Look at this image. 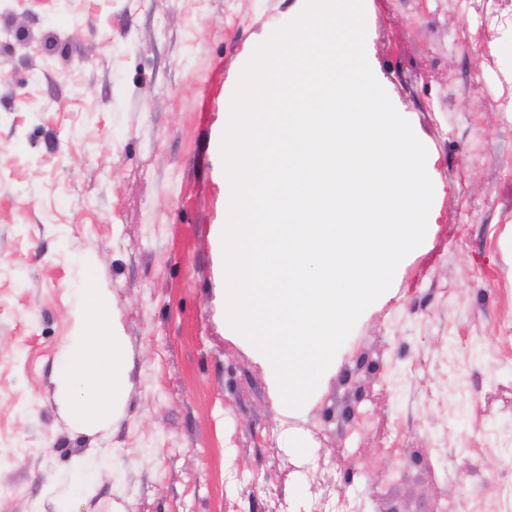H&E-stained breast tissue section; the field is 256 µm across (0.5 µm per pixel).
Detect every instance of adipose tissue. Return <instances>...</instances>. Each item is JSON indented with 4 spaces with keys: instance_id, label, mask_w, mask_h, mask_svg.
<instances>
[{
    "instance_id": "obj_1",
    "label": "adipose tissue",
    "mask_w": 512,
    "mask_h": 512,
    "mask_svg": "<svg viewBox=\"0 0 512 512\" xmlns=\"http://www.w3.org/2000/svg\"><path fill=\"white\" fill-rule=\"evenodd\" d=\"M70 321L55 369L58 400L75 428H103L122 414L130 386L127 342L110 291L92 285L77 289ZM108 454L94 448L74 459L61 485L48 492L54 512H79L81 497L94 494L98 462Z\"/></svg>"
}]
</instances>
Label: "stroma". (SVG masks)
<instances>
[{
    "label": "stroma",
    "mask_w": 512,
    "mask_h": 512,
    "mask_svg": "<svg viewBox=\"0 0 512 512\" xmlns=\"http://www.w3.org/2000/svg\"><path fill=\"white\" fill-rule=\"evenodd\" d=\"M305 0H10L0 31V512L108 448L85 512H512V0H371L375 75L428 151L433 217L302 410L231 335L212 239L224 108ZM109 289L122 416L53 377Z\"/></svg>",
    "instance_id": "obj_1"
}]
</instances>
